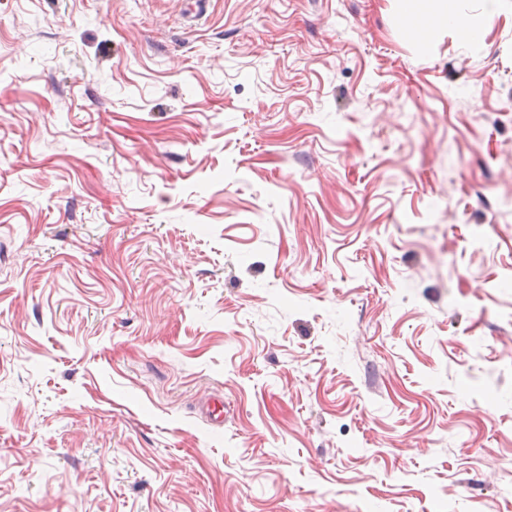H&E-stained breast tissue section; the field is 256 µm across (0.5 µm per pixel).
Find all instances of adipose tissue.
I'll use <instances>...</instances> for the list:
<instances>
[{
  "label": "adipose tissue",
  "mask_w": 512,
  "mask_h": 512,
  "mask_svg": "<svg viewBox=\"0 0 512 512\" xmlns=\"http://www.w3.org/2000/svg\"><path fill=\"white\" fill-rule=\"evenodd\" d=\"M407 10V35L418 39L432 37L450 28L463 39L476 40L478 33L452 7L451 0H403Z\"/></svg>",
  "instance_id": "obj_1"
}]
</instances>
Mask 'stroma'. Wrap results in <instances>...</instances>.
<instances>
[{
	"mask_svg": "<svg viewBox=\"0 0 512 512\" xmlns=\"http://www.w3.org/2000/svg\"><path fill=\"white\" fill-rule=\"evenodd\" d=\"M0 0V512H512V0ZM407 10L406 34L428 39L442 28H451L463 39L474 41L478 33L452 7L451 0H402Z\"/></svg>",
	"mask_w": 512,
	"mask_h": 512,
	"instance_id": "1",
	"label": "stroma"
}]
</instances>
